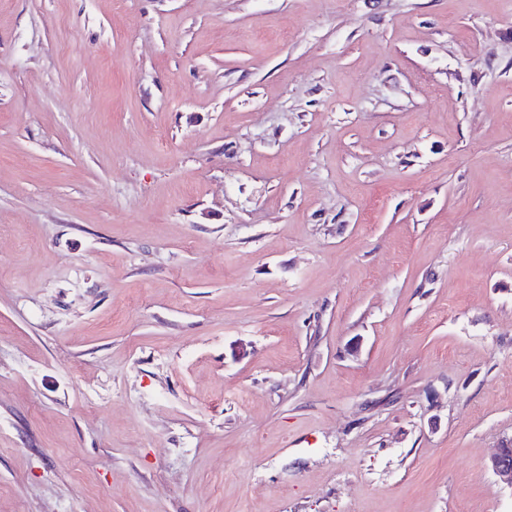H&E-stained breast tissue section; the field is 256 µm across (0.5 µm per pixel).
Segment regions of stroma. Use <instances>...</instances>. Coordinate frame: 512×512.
Returning a JSON list of instances; mask_svg holds the SVG:
<instances>
[{
    "label": "stroma",
    "instance_id": "obj_1",
    "mask_svg": "<svg viewBox=\"0 0 512 512\" xmlns=\"http://www.w3.org/2000/svg\"><path fill=\"white\" fill-rule=\"evenodd\" d=\"M512 0H0V512H512ZM490 462L498 479L512 488V443L509 446L497 448Z\"/></svg>",
    "mask_w": 512,
    "mask_h": 512
}]
</instances>
